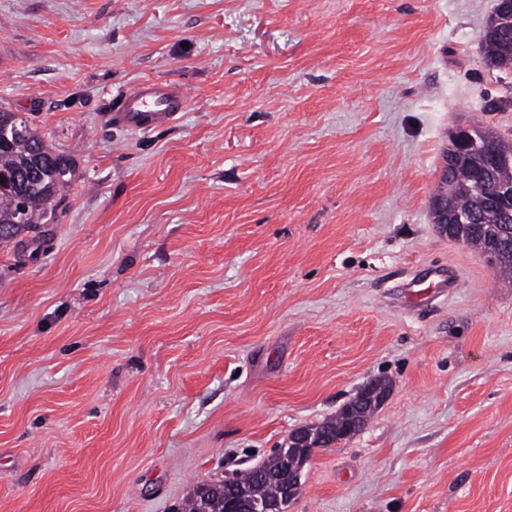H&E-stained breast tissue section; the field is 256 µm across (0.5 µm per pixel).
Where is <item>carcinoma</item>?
<instances>
[{"label": "carcinoma", "mask_w": 512, "mask_h": 512, "mask_svg": "<svg viewBox=\"0 0 512 512\" xmlns=\"http://www.w3.org/2000/svg\"><path fill=\"white\" fill-rule=\"evenodd\" d=\"M481 46L482 63L487 69L512 68V21L502 20L497 7L486 22ZM472 133L486 153L512 156V142L496 131L474 125ZM484 154L467 158L448 169L438 193L446 201L450 214L479 211L490 215L488 223L465 225L458 231L466 244L482 252L487 248L488 239L495 240L499 245L495 270L503 279L511 280L512 208L498 203L492 187L497 182L512 181V167L489 166L483 183L479 184L474 166L482 161ZM73 172V156L53 153L27 119L0 107V245L35 228L46 216L49 201L70 187ZM376 408V404L364 400L356 418L343 410L332 419L307 427L311 433L310 443L303 446L290 443L236 479L196 485L180 512H199L203 504L210 512H226L234 491L269 506L270 512H283V506L289 502L279 478L284 459L310 454L312 446L319 441L326 446L340 436H354Z\"/></svg>", "instance_id": "carcinoma-1"}]
</instances>
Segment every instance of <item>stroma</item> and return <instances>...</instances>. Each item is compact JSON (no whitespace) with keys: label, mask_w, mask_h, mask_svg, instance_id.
I'll return each instance as SVG.
<instances>
[{"label":"stroma","mask_w":512,"mask_h":512,"mask_svg":"<svg viewBox=\"0 0 512 512\" xmlns=\"http://www.w3.org/2000/svg\"><path fill=\"white\" fill-rule=\"evenodd\" d=\"M495 4L0 0V106L75 158L0 245V512H175L378 377L287 512H512V288L431 217L457 125L512 139ZM146 78L186 111L114 127ZM482 63L489 70L512 68V19L503 21L496 4L481 39Z\"/></svg>","instance_id":"stroma-1"}]
</instances>
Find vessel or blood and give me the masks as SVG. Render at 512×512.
I'll list each match as a JSON object with an SVG mask.
<instances>
[{
    "label": "vessel or blood",
    "instance_id": "b4317fda",
    "mask_svg": "<svg viewBox=\"0 0 512 512\" xmlns=\"http://www.w3.org/2000/svg\"><path fill=\"white\" fill-rule=\"evenodd\" d=\"M186 106V95L179 85L146 79L120 92L112 121L128 129L148 130L173 122Z\"/></svg>",
    "mask_w": 512,
    "mask_h": 512
}]
</instances>
